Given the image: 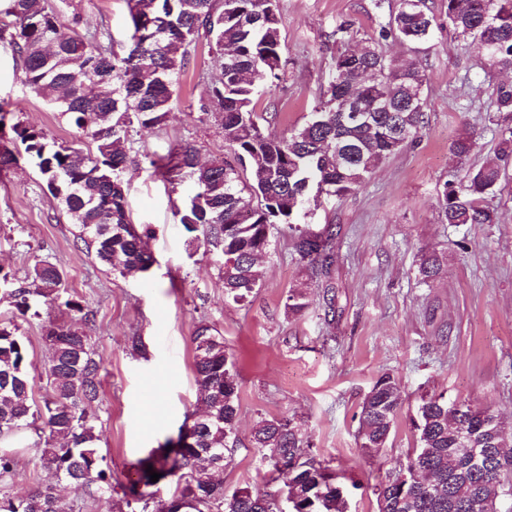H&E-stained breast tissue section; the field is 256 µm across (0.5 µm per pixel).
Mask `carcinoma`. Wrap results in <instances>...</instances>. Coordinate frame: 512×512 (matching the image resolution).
Masks as SVG:
<instances>
[{
	"label": "carcinoma",
	"instance_id": "obj_1",
	"mask_svg": "<svg viewBox=\"0 0 512 512\" xmlns=\"http://www.w3.org/2000/svg\"><path fill=\"white\" fill-rule=\"evenodd\" d=\"M126 3L132 32L127 52L112 50L109 33L81 35L60 20L47 0H11L0 19V42L19 62L22 83L35 97L54 104L60 114L94 144L95 151L59 144L43 130L16 123L12 130L24 150L0 146V171L25 153L34 159L48 191L76 228V239L94 251L100 263L123 277L149 271L153 255L126 206L124 172L134 128L160 125L171 111L176 78L191 63V48L204 37L223 56L220 71L199 102L206 114L220 108L226 156L199 165L197 149L175 148L157 172L168 182H187L186 199L173 203L176 223L219 257L224 297L245 302L260 287L252 256L268 249L275 225H283L300 260L314 274H329L335 233L328 225L315 240L300 222L307 203L353 192L384 160L418 137L426 124L427 76L419 63L400 65L362 41L361 52L336 56V76L313 107L309 119L285 137L261 123L255 99L259 87L279 79L284 40L277 0H158L169 19L161 42L148 41L147 15L133 0ZM448 25L473 43L488 66L512 70V0H446ZM432 0H398L381 35L413 43L429 40ZM498 112H512V83L495 89ZM499 161L467 168L463 181L444 184L440 214L447 224H495L497 213L486 205L505 176L500 165L512 158V128L502 130ZM252 180L245 181L241 170ZM445 257L422 253L421 280L430 283L444 272ZM23 285L0 289V303L20 314L63 305L78 318L52 324L43 336L49 351L43 404H35L28 350L13 319H0V441L41 420L42 465L75 486L112 491V470L97 447V417L92 403L101 387V362L85 305L66 287L63 271L37 259ZM308 306L306 294L289 292L285 308L298 314ZM193 373L211 417L195 424L191 445L160 448L138 461L125 496L142 504L141 512H346V501L315 474L329 466L303 457L297 425L287 416L258 419L251 442L273 473L290 470L283 489L236 490L224 494V449L235 443L239 417L236 362L224 349V337L212 326H196ZM401 390L390 375L381 376L361 403V447L383 448L401 407ZM413 462L434 478L431 486L408 477L396 486L394 474L376 490L390 512H501L505 483L512 481V429L489 409L450 402L431 395L419 407ZM479 449L473 460L463 451L461 434ZM18 451L0 449V512H73L52 487L25 496L8 491L17 475ZM171 479L174 491L157 499L158 483L147 468Z\"/></svg>",
	"mask_w": 512,
	"mask_h": 512
}]
</instances>
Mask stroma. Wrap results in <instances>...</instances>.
<instances>
[{"instance_id":"obj_1","label":"stroma","mask_w":512,"mask_h":512,"mask_svg":"<svg viewBox=\"0 0 512 512\" xmlns=\"http://www.w3.org/2000/svg\"><path fill=\"white\" fill-rule=\"evenodd\" d=\"M60 8L63 21L80 13L79 33L108 30L125 43L129 18L124 0H72ZM398 0H278L285 39L283 72L261 88L258 111L272 114L270 129L283 135L308 119L334 60L353 41L372 39L390 59L421 63L427 75V124L419 138L380 164L352 193L322 198L308 218L333 225L336 257L330 276L313 277L287 233L274 231L261 262L262 286L247 302L224 298L215 254L188 251L187 234L171 212V186L155 177L151 160L180 144L203 159L223 157L224 134L198 105L219 63L199 42L190 67L177 78L176 99L162 125L137 130L129 150L124 188L133 224L150 228L154 267L124 278L88 256L75 226L47 191L34 161L20 156L0 171V272L23 281L35 259L62 268L67 286L90 313L86 326L102 364V385L92 411L98 418V448L112 469V490L100 495L62 485L80 512H137L127 503L129 470L152 450L177 439L186 416L198 408L191 336L202 322L216 328L239 374L238 443L224 461L227 491L246 486L278 489L261 452L250 442L262 417L287 416L299 427L306 455L328 462L346 476L347 512H378L377 486L405 462L414 446L412 422L422 396L490 409L512 425V167L489 203L494 224L443 223L439 200L450 171L460 164L449 147L473 138L470 163L496 158L497 132L512 127V113L496 111L492 91L506 73L489 68L474 47L459 39L444 7H436L431 38L417 46L380 30ZM350 25V34L340 33ZM11 54L0 52V144L11 145L16 122L46 131L61 144L80 137L66 117L31 96ZM436 250L448 258L442 278L421 282L417 259ZM303 290L301 313L285 309L289 290ZM65 308L40 316L16 315L30 373L41 377L48 360L44 327L63 324ZM139 335L146 356L127 338ZM397 379L402 404L385 448L365 452L358 438L360 405L383 374ZM15 495L56 483L41 467L42 442L35 427L21 433Z\"/></svg>"}]
</instances>
